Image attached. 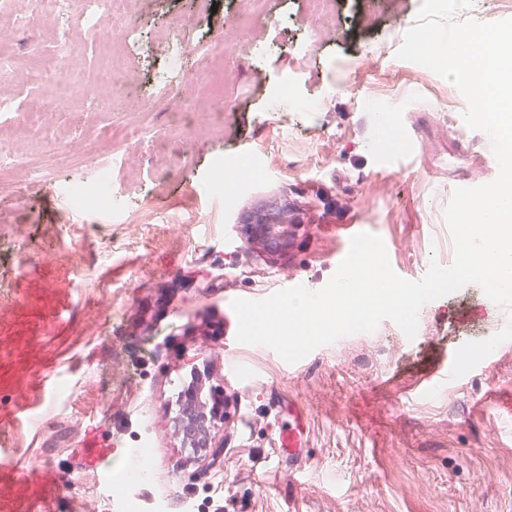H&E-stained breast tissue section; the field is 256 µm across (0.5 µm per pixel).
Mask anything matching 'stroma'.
<instances>
[{
	"instance_id": "35a3bbf8",
	"label": "stroma",
	"mask_w": 512,
	"mask_h": 512,
	"mask_svg": "<svg viewBox=\"0 0 512 512\" xmlns=\"http://www.w3.org/2000/svg\"><path fill=\"white\" fill-rule=\"evenodd\" d=\"M422 0H335L337 31H317L308 0H266L230 53L215 108L217 126L183 138L171 122L165 83L173 39L197 46L230 31L243 0H139L137 32L119 49L102 42L62 0L52 17L39 0H0V13L31 20L0 43V71L12 86L0 102V140L21 146L57 186L90 181L94 151L111 165L108 208L60 210L51 189H20L0 177V294L28 288L78 290L79 338L59 392L14 439L15 462L52 465L77 503L98 512H512V349L464 374L439 394L416 398L449 352L479 360L495 332L498 306L470 284L427 303L407 338L392 320L348 335L289 364L273 350L236 339V299L261 300L291 281L316 291L350 248V221L380 236L393 270L417 281L431 262L451 265L445 221L455 185L484 164L488 136L463 118L458 89L397 58ZM80 57L67 74L72 92L45 102L27 83L35 68L56 70L62 39ZM120 61L152 89L151 111L125 97L86 92L85 78ZM326 97L322 111L290 105L284 84ZM420 129L418 162L383 165L402 126ZM140 126L132 159L113 157L110 133ZM66 139L69 149L55 147ZM167 140L169 151L154 143ZM206 185L215 207L197 205ZM286 196L316 221L287 255L249 248L240 215ZM50 250L47 269L22 278L25 245ZM484 315L460 326L467 306ZM239 359L248 376L233 372ZM207 365L229 399L215 432L216 453L196 463L174 431L177 385ZM305 412L307 467L299 485L278 463L289 406ZM112 422L114 457L102 475L75 473L74 448L92 418ZM146 453L150 477L122 466Z\"/></svg>"
}]
</instances>
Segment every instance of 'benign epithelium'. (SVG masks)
Instances as JSON below:
<instances>
[{"label":"benign epithelium","instance_id":"benign-epithelium-1","mask_svg":"<svg viewBox=\"0 0 512 512\" xmlns=\"http://www.w3.org/2000/svg\"><path fill=\"white\" fill-rule=\"evenodd\" d=\"M306 209L286 198L260 204L250 209L237 224L240 238L249 246L270 253L285 254L295 239L305 231L302 215ZM203 376H198L196 387L186 394L190 413L176 418V430L192 455L209 454L214 447V431L227 419L221 410L213 408L204 399Z\"/></svg>","mask_w":512,"mask_h":512}]
</instances>
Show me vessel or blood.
Wrapping results in <instances>:
<instances>
[{"label":"vessel or blood","instance_id":"b4317fda","mask_svg":"<svg viewBox=\"0 0 512 512\" xmlns=\"http://www.w3.org/2000/svg\"><path fill=\"white\" fill-rule=\"evenodd\" d=\"M47 294L49 299L43 304L36 289L23 288L7 301L8 307L30 311L33 318L21 335L14 337L9 330L0 331V336L11 340L9 348L0 350V389L13 395L11 405L0 409L1 448L8 447V435L29 423L40 408L52 401L71 350L76 291L51 288ZM458 371L456 358H448L427 377L424 391L444 388L449 376ZM293 417V427L278 440L289 469L297 471L305 459L304 415L297 410ZM75 454L82 469L92 473L99 472L103 461L112 457V440L105 435L103 421L86 425ZM68 496L66 485L51 466L34 471L11 461L0 462V512H57L59 501Z\"/></svg>","mask_w":512,"mask_h":512}]
</instances>
